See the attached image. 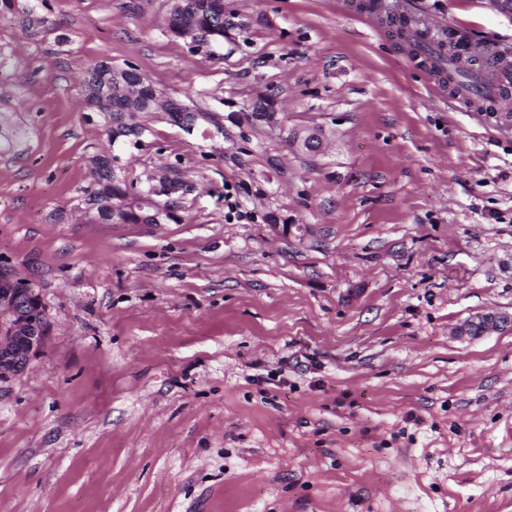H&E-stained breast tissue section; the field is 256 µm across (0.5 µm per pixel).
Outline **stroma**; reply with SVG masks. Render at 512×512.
<instances>
[{
  "label": "stroma",
  "mask_w": 512,
  "mask_h": 512,
  "mask_svg": "<svg viewBox=\"0 0 512 512\" xmlns=\"http://www.w3.org/2000/svg\"><path fill=\"white\" fill-rule=\"evenodd\" d=\"M169 0L0 12V269L49 330L0 381V512H512V126L438 85L388 19L512 54L491 0H224L223 47ZM32 22H25L24 10ZM197 108L120 156L179 165L181 223L90 224V65ZM319 127L323 155L288 144ZM307 224L311 243L278 235ZM0 150L12 151L19 148L25 138V132L21 129L12 128L4 113H0ZM6 132L2 133V130ZM479 321H481V330L479 331V336L486 335L488 333L500 330L503 327L506 326H512V314L508 312H502L499 310H488L482 314H479L475 316L474 318L470 319L466 325L459 328L458 333L461 336H468V337H477V336H469L468 335V328L472 324H477Z\"/></svg>",
  "instance_id": "obj_1"
}]
</instances>
